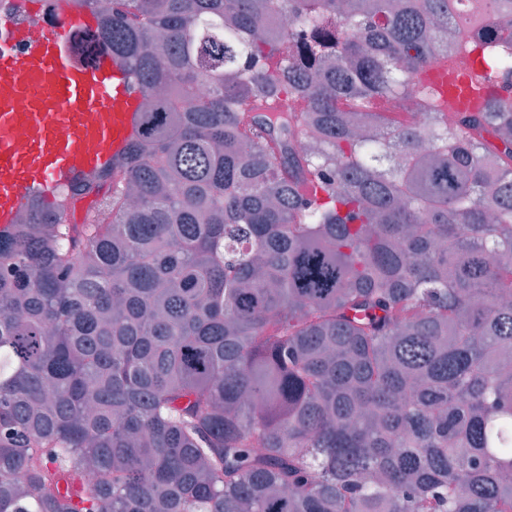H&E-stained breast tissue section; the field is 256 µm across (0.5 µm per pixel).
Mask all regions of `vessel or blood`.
Instances as JSON below:
<instances>
[{"instance_id": "1", "label": "vessel or blood", "mask_w": 512, "mask_h": 512, "mask_svg": "<svg viewBox=\"0 0 512 512\" xmlns=\"http://www.w3.org/2000/svg\"><path fill=\"white\" fill-rule=\"evenodd\" d=\"M69 18L60 25H7L0 48V228L36 192L46 196L103 168L135 133L139 89L121 81L108 52L78 60ZM433 108H448V63L419 73Z\"/></svg>"}]
</instances>
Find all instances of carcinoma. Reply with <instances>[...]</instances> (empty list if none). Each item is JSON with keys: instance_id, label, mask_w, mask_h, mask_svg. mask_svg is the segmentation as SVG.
Returning a JSON list of instances; mask_svg holds the SVG:
<instances>
[{"instance_id": "obj_1", "label": "carcinoma", "mask_w": 512, "mask_h": 512, "mask_svg": "<svg viewBox=\"0 0 512 512\" xmlns=\"http://www.w3.org/2000/svg\"><path fill=\"white\" fill-rule=\"evenodd\" d=\"M84 2L139 126L0 229V512H512V110L386 112L465 0Z\"/></svg>"}]
</instances>
